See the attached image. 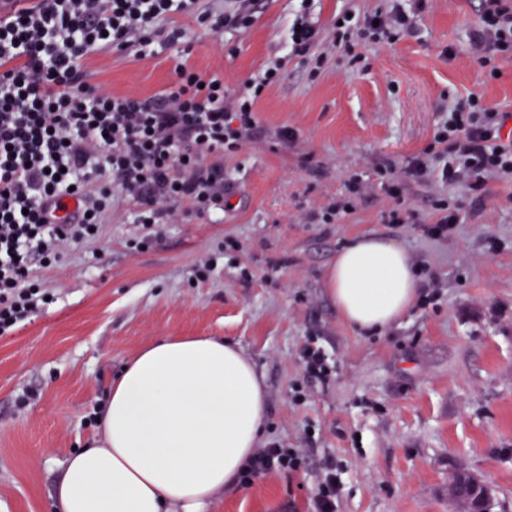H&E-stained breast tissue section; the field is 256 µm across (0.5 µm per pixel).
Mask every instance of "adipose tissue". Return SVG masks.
Masks as SVG:
<instances>
[{"instance_id": "ef3b65f1", "label": "adipose tissue", "mask_w": 512, "mask_h": 512, "mask_svg": "<svg viewBox=\"0 0 512 512\" xmlns=\"http://www.w3.org/2000/svg\"><path fill=\"white\" fill-rule=\"evenodd\" d=\"M325 286L342 319L387 329L419 282L395 242L342 249ZM265 386L252 361L210 336L165 337L122 368L94 443L67 462L56 512H206L235 487L261 441Z\"/></svg>"}]
</instances>
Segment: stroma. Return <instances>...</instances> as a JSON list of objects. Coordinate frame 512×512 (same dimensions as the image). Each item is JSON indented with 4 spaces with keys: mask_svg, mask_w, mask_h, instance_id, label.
Listing matches in <instances>:
<instances>
[{
    "mask_svg": "<svg viewBox=\"0 0 512 512\" xmlns=\"http://www.w3.org/2000/svg\"><path fill=\"white\" fill-rule=\"evenodd\" d=\"M384 4L256 0L252 25L220 42L174 14L160 26L181 27V43L154 42L143 58L106 49L86 69L114 93L159 98L179 56L234 90L284 55L300 9L327 29L344 10L360 19ZM476 6L424 0L399 40L315 46V73L288 60L256 105L262 139L221 161L230 209L155 225L153 246L138 251V205L118 196L96 239L36 269L54 302L0 336V512H53L60 476L94 436L116 375L176 336L242 349L264 379L262 447L300 459L218 497L209 512H314L331 471L334 512H453V467L492 487L493 512H512V202L491 176L479 192L411 180L398 204L379 174L427 148L449 108L470 95L512 111V60L490 78L472 51ZM285 127L296 133L288 145L277 137ZM353 176L366 192L341 221L321 223ZM446 198L459 223L426 235L434 201ZM394 209L402 223H391ZM362 236L396 241L437 301L413 305L380 333L348 326L325 274ZM309 343L327 359V381L304 371Z\"/></svg>",
    "mask_w": 512,
    "mask_h": 512,
    "instance_id": "obj_1",
    "label": "stroma"
}]
</instances>
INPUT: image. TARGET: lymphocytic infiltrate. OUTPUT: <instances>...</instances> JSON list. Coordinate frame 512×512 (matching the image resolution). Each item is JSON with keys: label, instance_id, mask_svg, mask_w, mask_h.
I'll return each mask as SVG.
<instances>
[{"label": "lymphocytic infiltrate", "instance_id": "obj_1", "mask_svg": "<svg viewBox=\"0 0 512 512\" xmlns=\"http://www.w3.org/2000/svg\"><path fill=\"white\" fill-rule=\"evenodd\" d=\"M196 0H36L0 15V336L43 304L35 266L58 262L72 243L91 239L114 194L139 204L143 226L174 219L189 206L203 216L224 207V170L215 160L258 139L255 105L278 83L284 59L224 90L219 74L185 63L158 99L117 95L90 82L84 61L105 48L145 56L161 20L194 14ZM350 17L332 32L376 43L412 32L399 0ZM472 46L482 66L512 58V0H478ZM512 114L477 97L449 109L436 129L445 182L481 190L486 177L512 184ZM76 208L59 218L64 200Z\"/></svg>", "mask_w": 512, "mask_h": 512}]
</instances>
